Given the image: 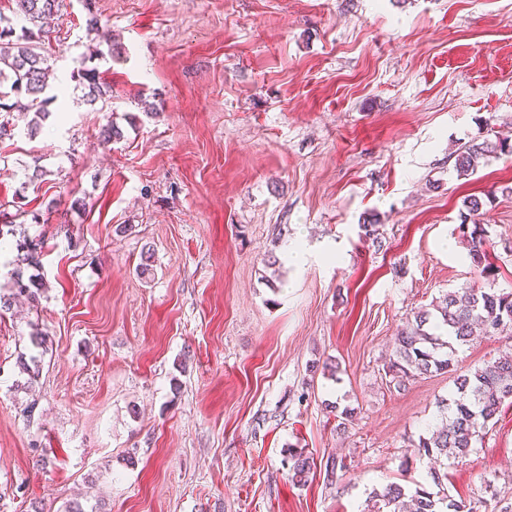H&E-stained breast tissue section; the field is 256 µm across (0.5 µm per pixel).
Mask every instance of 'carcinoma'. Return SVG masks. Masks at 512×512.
I'll return each instance as SVG.
<instances>
[{"instance_id":"cac0c4a2","label":"carcinoma","mask_w":512,"mask_h":512,"mask_svg":"<svg viewBox=\"0 0 512 512\" xmlns=\"http://www.w3.org/2000/svg\"><path fill=\"white\" fill-rule=\"evenodd\" d=\"M14 3L27 25L18 34L13 26L4 24L5 18L0 15V138L12 135L10 112L19 103L34 111V129L49 115L48 106L57 99L47 95L50 66L41 53V45L51 33L50 24L63 0ZM77 75L88 82L87 102L94 104L109 93V86L99 81L95 69L82 67ZM502 157H512V140L498 136L481 143H464L452 153L459 177L473 174L482 160ZM464 206L472 220H462L459 228L468 238L470 256L477 263L488 242L486 228L476 220L483 203L474 197L465 200ZM16 249L17 262L10 271L11 288L7 294L0 293V309H10L16 297L35 304L46 288L38 273L41 239L25 237ZM511 325L512 292L493 288L448 292L432 304V309L415 313L414 322L395 337L386 374L399 389L416 377L451 372L459 349L469 345L476 331L486 334ZM506 402L512 404V357L498 358L457 375L454 390L439 402L438 423L415 444L419 454L433 461L429 469L433 488L419 486L410 491L399 484H389L372 492L367 512H476L473 506L448 495L446 460L473 451ZM289 456L293 481L306 484L313 470V458L293 451Z\"/></svg>"}]
</instances>
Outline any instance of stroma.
Masks as SVG:
<instances>
[{"label":"stroma","instance_id":"35a3bbf8","mask_svg":"<svg viewBox=\"0 0 512 512\" xmlns=\"http://www.w3.org/2000/svg\"><path fill=\"white\" fill-rule=\"evenodd\" d=\"M95 12L90 33L65 0L45 43L51 114L31 137L19 112L0 139L14 217L0 284L26 236L44 242L46 280L38 306L0 312V512H364L372 489L429 486L413 441L456 373L512 354V329L399 390L385 367L435 298L512 291V160L462 178L451 157L512 136V0ZM106 41L91 65L112 95L91 105L73 73ZM110 119L123 136L105 145ZM470 195L485 201L481 268L458 244ZM372 213L377 244L360 229ZM287 243L310 251L304 267ZM292 448L314 459L307 485ZM447 487L478 512L512 502V405L449 459Z\"/></svg>","mask_w":512,"mask_h":512}]
</instances>
